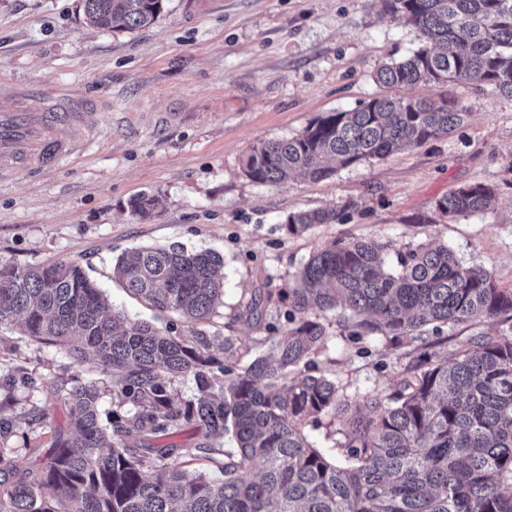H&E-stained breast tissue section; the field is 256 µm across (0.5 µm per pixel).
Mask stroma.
Listing matches in <instances>:
<instances>
[{"label":"stroma","instance_id":"obj_1","mask_svg":"<svg viewBox=\"0 0 512 512\" xmlns=\"http://www.w3.org/2000/svg\"><path fill=\"white\" fill-rule=\"evenodd\" d=\"M419 45L417 31L381 0H165L152 25L132 31L89 26L80 0H0V109L32 85L98 113L96 129L52 173L0 182V264L78 262L114 310L162 326L165 318L113 281L116 258L173 243L213 251L224 260V296L206 331L214 355L240 366L268 354L267 325L285 324L271 303L247 317L252 300L292 282L314 251L340 238L437 239L512 289V97L482 83L409 88L467 108L447 138L320 181L260 184L244 172L259 142L383 95L377 70ZM473 182L495 185L489 207L440 217L436 200ZM141 194L158 205L138 220L128 203ZM349 200L358 207L344 223L296 236L284 227L289 214ZM324 320L331 337L317 357L320 373L352 395L393 386L403 362L385 337L355 342L334 313ZM91 382L111 424L110 374L0 323V418L15 424L0 446L20 458L50 448L69 419L61 387Z\"/></svg>","mask_w":512,"mask_h":512}]
</instances>
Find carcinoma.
<instances>
[{"label":"carcinoma","instance_id":"obj_1","mask_svg":"<svg viewBox=\"0 0 512 512\" xmlns=\"http://www.w3.org/2000/svg\"><path fill=\"white\" fill-rule=\"evenodd\" d=\"M406 19L420 46L384 64L387 87L479 80L512 96V0H383ZM99 29L152 24L162 0H81ZM469 113L444 98H373L328 112L288 139L251 149L245 174L257 183L286 185L295 174L313 181L338 168L383 160L400 149L436 140L461 127ZM489 183L465 184L435 201L453 219L485 210ZM340 209L288 215L298 235L316 224H340ZM156 199L129 203L144 219ZM389 243L335 240L294 274V285L266 300L286 304V325L270 337L271 355L239 367L212 354L200 329L221 304L219 255L180 244L140 247L117 259L113 275L126 290L182 321L161 329L112 310L105 292L74 262L0 265V322L18 319L23 333L119 375L112 396L135 412L99 419L93 384L63 390L70 433L26 460L0 447V512H512V335L472 336L444 355L422 338V327L482 319L512 321V290L480 266L463 264L445 243L408 242L386 263ZM341 310L348 336L389 339L406 359L389 390L352 402L336 381L311 373L329 338L320 314ZM193 376L198 394L182 402L170 390ZM329 420L343 435L344 461L326 458L304 433ZM193 423L206 450L230 433L237 451L224 478L196 474L175 445L152 440ZM139 434V446L126 437Z\"/></svg>","mask_w":512,"mask_h":512}]
</instances>
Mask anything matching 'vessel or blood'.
Instances as JSON below:
<instances>
[{
	"instance_id": "b4317fda",
	"label": "vessel or blood",
	"mask_w": 512,
	"mask_h": 512,
	"mask_svg": "<svg viewBox=\"0 0 512 512\" xmlns=\"http://www.w3.org/2000/svg\"><path fill=\"white\" fill-rule=\"evenodd\" d=\"M94 123V113L80 101L63 96L48 101L22 92L13 106L0 111V179L21 168L51 170L74 150L73 139L58 137V127H69L79 137Z\"/></svg>"
}]
</instances>
